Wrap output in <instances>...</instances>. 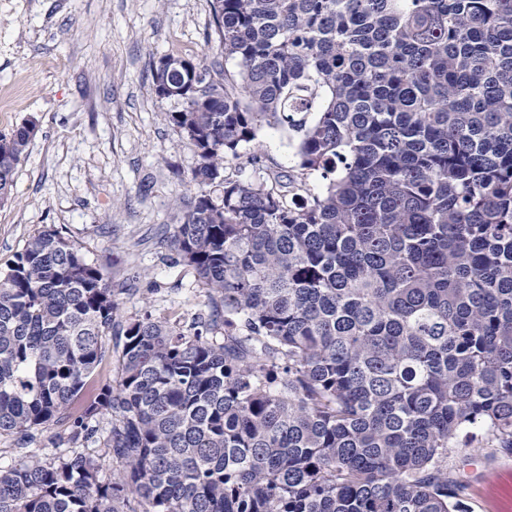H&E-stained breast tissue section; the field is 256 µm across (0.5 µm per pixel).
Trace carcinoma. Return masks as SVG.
Here are the masks:
<instances>
[{"label":"carcinoma","instance_id":"1","mask_svg":"<svg viewBox=\"0 0 512 512\" xmlns=\"http://www.w3.org/2000/svg\"><path fill=\"white\" fill-rule=\"evenodd\" d=\"M212 13V61L154 66L208 302L126 317L53 228L0 268V512H463L448 451L512 452V0ZM265 125L321 192L224 176ZM36 128L0 134V201ZM57 424L98 450L33 449Z\"/></svg>","mask_w":512,"mask_h":512}]
</instances>
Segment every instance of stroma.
Wrapping results in <instances>:
<instances>
[{
  "instance_id": "stroma-1",
  "label": "stroma",
  "mask_w": 512,
  "mask_h": 512,
  "mask_svg": "<svg viewBox=\"0 0 512 512\" xmlns=\"http://www.w3.org/2000/svg\"><path fill=\"white\" fill-rule=\"evenodd\" d=\"M214 37L211 0H0V132L35 119L37 131L0 204V265L33 235L58 229L103 266L122 313L191 315L205 291L173 263L162 230L195 194L197 158L168 124L153 68L166 55L200 58ZM297 138L262 127L227 156L234 179L284 184L302 175ZM465 512H512V454L485 439L448 454Z\"/></svg>"
}]
</instances>
